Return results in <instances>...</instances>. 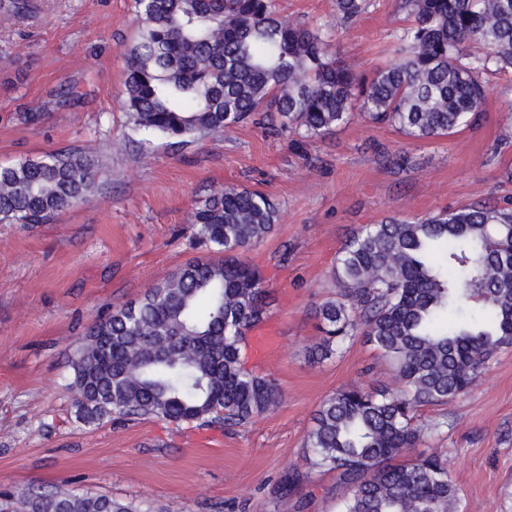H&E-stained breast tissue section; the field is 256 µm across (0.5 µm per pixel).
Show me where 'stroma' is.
Instances as JSON below:
<instances>
[{"instance_id":"35a3bbf8","label":"stroma","mask_w":512,"mask_h":512,"mask_svg":"<svg viewBox=\"0 0 512 512\" xmlns=\"http://www.w3.org/2000/svg\"><path fill=\"white\" fill-rule=\"evenodd\" d=\"M277 4L288 20L330 25L335 57L367 76L386 61L401 17L399 0H374L347 26L335 0ZM138 32L134 0L0 7V164L78 150L99 170L94 192L50 222L0 223V493L77 490L142 512H336L335 473L306 461L314 414L354 380L392 386L394 370L360 339L309 362L314 307L333 294L336 256L362 225L512 198V72L488 75L479 123L446 136L414 141L355 111L314 139L245 123L176 148L120 107L124 52ZM228 186L279 206L248 257L272 290L280 349L264 369L281 406L230 432L148 418L80 424L70 358L83 333L202 255L189 216ZM420 415L446 424L426 446L446 458L464 512H512V351L466 394ZM294 468L306 483L276 497Z\"/></svg>"}]
</instances>
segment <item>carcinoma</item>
<instances>
[{
  "instance_id": "obj_1",
  "label": "carcinoma",
  "mask_w": 512,
  "mask_h": 512,
  "mask_svg": "<svg viewBox=\"0 0 512 512\" xmlns=\"http://www.w3.org/2000/svg\"><path fill=\"white\" fill-rule=\"evenodd\" d=\"M143 26L126 51L122 105L135 127L178 144L260 112L307 138L360 112L426 140L483 112V76L512 68V0H401L407 23L394 61L367 78L336 58L332 34L280 17L276 0H135ZM372 0H336L343 24ZM484 52H467L470 44ZM95 161L78 151L0 165V223L42 224L91 193ZM279 209L263 192L228 186L190 216L208 256L189 261L112 309L70 360L77 418H157L226 429L274 412L276 379L245 367L248 333L267 318L268 287L246 251ZM336 295L315 309L314 360L357 338L394 366L397 386L356 380L318 407L311 467L336 473L338 512H463L443 455L396 459L448 426L417 411L466 393L512 350V203L477 202L360 227L331 272ZM300 475L285 472L286 498ZM9 512H141L79 492H35Z\"/></svg>"
}]
</instances>
